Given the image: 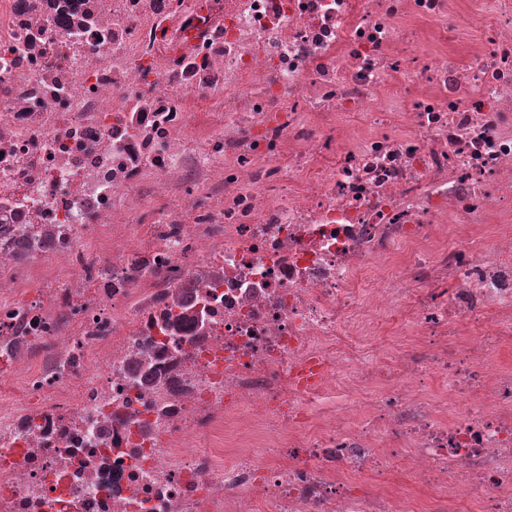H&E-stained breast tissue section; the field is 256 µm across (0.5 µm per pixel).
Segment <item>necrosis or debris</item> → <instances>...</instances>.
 <instances>
[{
	"instance_id": "obj_1",
	"label": "necrosis or debris",
	"mask_w": 512,
	"mask_h": 512,
	"mask_svg": "<svg viewBox=\"0 0 512 512\" xmlns=\"http://www.w3.org/2000/svg\"><path fill=\"white\" fill-rule=\"evenodd\" d=\"M511 348L512 0H0V512H512ZM394 481L404 485L410 493L416 497H443L447 495V489L441 485L421 489L418 485L416 473L409 461H405L394 469Z\"/></svg>"
}]
</instances>
